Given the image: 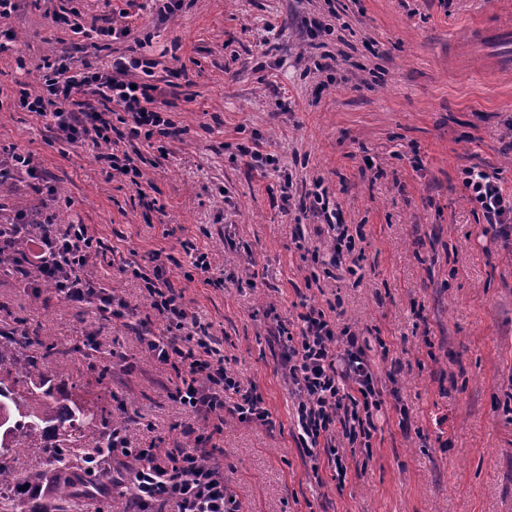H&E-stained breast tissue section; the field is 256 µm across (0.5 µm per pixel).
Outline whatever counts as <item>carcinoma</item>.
I'll return each mask as SVG.
<instances>
[{"label": "carcinoma", "mask_w": 512, "mask_h": 512, "mask_svg": "<svg viewBox=\"0 0 512 512\" xmlns=\"http://www.w3.org/2000/svg\"><path fill=\"white\" fill-rule=\"evenodd\" d=\"M94 345L82 340H54L35 330L0 327V416H7L9 439L0 432V512L20 509L22 487L52 488L58 512H80L87 495L82 463L102 464L97 484L105 487L114 512H126L135 494L126 475L108 467L112 459V415L99 405L105 374L89 377L80 366L92 356ZM49 360L64 361L58 375L77 378L68 395L43 371ZM22 448L40 451L35 463L22 471L14 466Z\"/></svg>", "instance_id": "1"}]
</instances>
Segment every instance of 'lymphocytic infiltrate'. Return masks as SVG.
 <instances>
[{
    "instance_id": "f902f5d3",
    "label": "lymphocytic infiltrate",
    "mask_w": 512,
    "mask_h": 512,
    "mask_svg": "<svg viewBox=\"0 0 512 512\" xmlns=\"http://www.w3.org/2000/svg\"><path fill=\"white\" fill-rule=\"evenodd\" d=\"M139 60H118L109 67L84 64L72 71L68 57L45 62L40 90L20 89L21 107L47 119L56 140L91 148L103 168L128 177L140 186L142 170L129 154L112 148V129L121 124L128 142H165L176 133L171 115L164 112L150 85L134 83L131 72ZM119 106V113L92 106L89 96ZM25 177L43 195L42 206L15 212L0 204V267L35 286L51 280L59 298L71 303H92L103 320L123 318L125 301L101 287L86 270L102 245L85 224H62L60 203L49 179L34 165L31 155L0 150V184ZM462 183L486 223H512V194H506L496 175L474 165L462 171ZM25 250H17V241ZM179 261L168 257L144 273L135 262L124 270L141 277L145 298L161 321L158 330L140 335V342L159 362L171 366V396L183 407L210 422L222 433L225 414L243 422H268L269 412L255 389L245 388L224 366V351L184 301L172 280ZM283 344V367L295 397L298 438L308 457L325 454L337 478L347 472L348 450L369 447L373 417L384 403L377 377L366 358L364 344L350 328H337L329 312L310 306L292 321L277 320ZM204 438L193 446L162 452L135 448L124 425L112 428V458L126 464L136 478L137 494L130 512H242L240 501L224 482L218 464L201 465L211 456Z\"/></svg>"
}]
</instances>
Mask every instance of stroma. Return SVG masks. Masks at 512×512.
I'll use <instances>...</instances> for the list:
<instances>
[{
  "mask_svg": "<svg viewBox=\"0 0 512 512\" xmlns=\"http://www.w3.org/2000/svg\"><path fill=\"white\" fill-rule=\"evenodd\" d=\"M493 0H180L158 15L150 0H20L0 32V148L31 154L65 204L105 247L93 277L134 310L99 320L0 272V324L61 339L92 337L110 367L102 404L128 421L140 448H171L186 431L212 434L167 389L170 366L138 333L155 315L141 280L118 260L207 252L222 287L177 276L189 308L221 343L224 365L253 385L266 425L224 416L212 434L224 480L245 512H512V234L485 223L467 198L463 168L497 173L512 192V80L453 52L463 30L491 20ZM80 13L83 33L55 23ZM328 29L312 34L311 21ZM125 22L129 37L102 46L95 30ZM136 47L135 70L167 101L178 133L166 153L140 142L141 186L102 172L91 152L55 141L18 104L44 61L109 64ZM257 147L259 160L241 156ZM326 190L339 221L362 229L353 255L330 269L319 218L284 211ZM306 248L298 250L297 236ZM339 301L338 325L367 339L384 404L370 449L337 481L301 448L293 396L268 333L269 310Z\"/></svg>",
  "mask_w": 512,
  "mask_h": 512,
  "instance_id": "1",
  "label": "stroma"
}]
</instances>
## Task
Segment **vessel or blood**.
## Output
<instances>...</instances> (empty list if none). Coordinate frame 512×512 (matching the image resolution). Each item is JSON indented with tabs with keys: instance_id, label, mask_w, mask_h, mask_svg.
<instances>
[{
	"instance_id": "obj_1",
	"label": "vessel or blood",
	"mask_w": 512,
	"mask_h": 512,
	"mask_svg": "<svg viewBox=\"0 0 512 512\" xmlns=\"http://www.w3.org/2000/svg\"><path fill=\"white\" fill-rule=\"evenodd\" d=\"M472 52L491 60L496 72L512 76V0H499L495 21L471 24L463 38Z\"/></svg>"
}]
</instances>
